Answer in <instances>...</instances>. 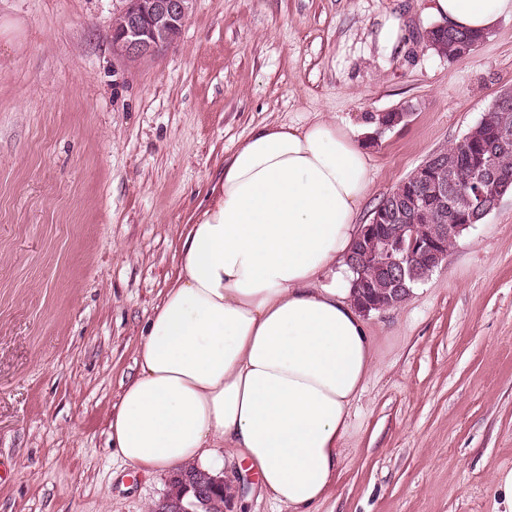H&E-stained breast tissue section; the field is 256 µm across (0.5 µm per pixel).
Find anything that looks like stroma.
Segmentation results:
<instances>
[{"label": "stroma", "instance_id": "35a3bbf8", "mask_svg": "<svg viewBox=\"0 0 512 512\" xmlns=\"http://www.w3.org/2000/svg\"><path fill=\"white\" fill-rule=\"evenodd\" d=\"M124 0H0V512H151L168 476L124 464L108 418L178 267L183 226L255 126H356L407 110L368 150L359 214L452 147L512 88V17L449 62L428 0H193L175 44L112 51ZM398 14L391 59L370 42ZM339 472L311 512H503L512 470V194L398 307ZM233 512H289L236 448ZM407 26L396 15L385 13L377 17L372 27L370 40L380 55L388 57L407 38Z\"/></svg>", "mask_w": 512, "mask_h": 512}]
</instances>
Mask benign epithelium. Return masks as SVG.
Returning a JSON list of instances; mask_svg holds the SVG:
<instances>
[{
    "mask_svg": "<svg viewBox=\"0 0 512 512\" xmlns=\"http://www.w3.org/2000/svg\"><path fill=\"white\" fill-rule=\"evenodd\" d=\"M192 8V0H126V7L112 20V49L114 55L126 61L151 56L174 44ZM459 158L442 159L439 176L427 182L430 200L434 206L444 209L452 199L448 187L458 166ZM475 196L479 204L464 216L463 224H439L436 237L424 239L410 233L408 237L386 238L383 248L391 266H399L404 258L416 250L429 255L434 263L442 262L447 251L442 243L455 238L472 224H480L501 202L504 194L488 197L484 186L488 185L486 175L480 174L474 181ZM169 484L179 485L185 492L203 499L221 493L231 485V480L222 475L205 474L190 476L178 472L169 479ZM184 496L177 492L166 493L154 506L153 512H187Z\"/></svg>",
    "mask_w": 512,
    "mask_h": 512,
    "instance_id": "1",
    "label": "benign epithelium"
}]
</instances>
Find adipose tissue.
Masks as SVG:
<instances>
[{"label":"adipose tissue","mask_w":512,"mask_h":512,"mask_svg":"<svg viewBox=\"0 0 512 512\" xmlns=\"http://www.w3.org/2000/svg\"><path fill=\"white\" fill-rule=\"evenodd\" d=\"M428 12L484 35L512 0H429ZM374 129L263 124L225 161L109 417L124 463L173 472L228 445L289 512L327 492L374 352L350 280L319 279L361 232Z\"/></svg>","instance_id":"adipose-tissue-1"}]
</instances>
